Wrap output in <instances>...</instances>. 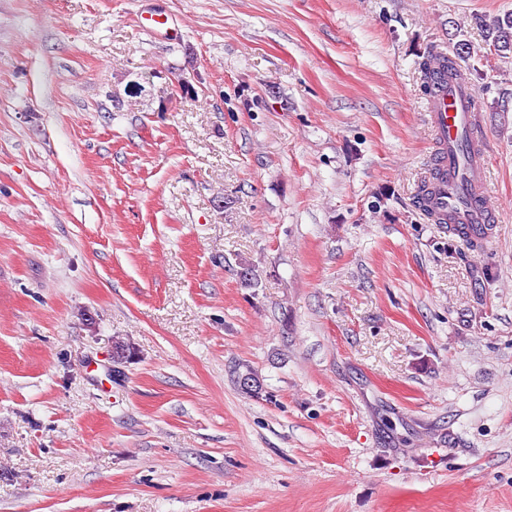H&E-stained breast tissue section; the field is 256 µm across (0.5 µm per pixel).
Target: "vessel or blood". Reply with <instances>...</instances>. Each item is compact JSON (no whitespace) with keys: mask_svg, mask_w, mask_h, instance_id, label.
Masks as SVG:
<instances>
[{"mask_svg":"<svg viewBox=\"0 0 512 512\" xmlns=\"http://www.w3.org/2000/svg\"><path fill=\"white\" fill-rule=\"evenodd\" d=\"M468 86L449 88L442 72L433 75L428 102L436 152L423 205L449 234L483 243L493 234V206L487 189V155Z\"/></svg>","mask_w":512,"mask_h":512,"instance_id":"obj_1","label":"vessel or blood"}]
</instances>
